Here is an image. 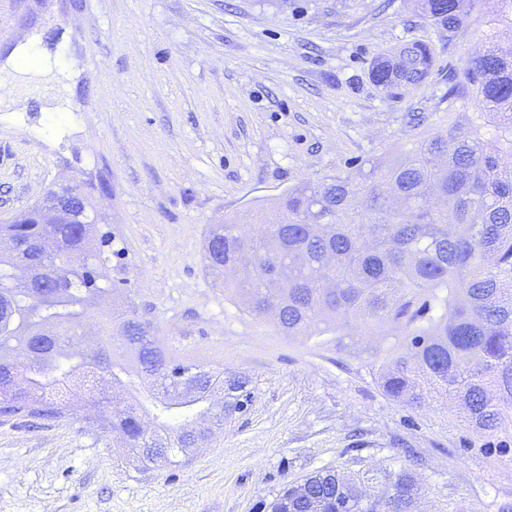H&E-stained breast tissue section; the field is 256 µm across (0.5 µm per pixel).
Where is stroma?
I'll use <instances>...</instances> for the list:
<instances>
[{
    "label": "stroma",
    "mask_w": 512,
    "mask_h": 512,
    "mask_svg": "<svg viewBox=\"0 0 512 512\" xmlns=\"http://www.w3.org/2000/svg\"><path fill=\"white\" fill-rule=\"evenodd\" d=\"M407 41L434 48L430 78L377 86L374 61ZM483 43L478 13L452 38L416 0H0V220L51 185L107 183L91 198L121 251L113 287L225 389L223 428L171 467L137 466L103 428L134 402L155 416L141 393L0 416V512H264L321 469H408L418 512L512 505V431L477 432L437 397L392 400L379 337L284 335L202 262L225 217L256 232L254 201L447 128L448 74Z\"/></svg>",
    "instance_id": "35a3bbf8"
}]
</instances>
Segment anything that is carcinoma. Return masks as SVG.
Wrapping results in <instances>:
<instances>
[{
    "instance_id": "obj_1",
    "label": "carcinoma",
    "mask_w": 512,
    "mask_h": 512,
    "mask_svg": "<svg viewBox=\"0 0 512 512\" xmlns=\"http://www.w3.org/2000/svg\"><path fill=\"white\" fill-rule=\"evenodd\" d=\"M484 17L486 47L463 70L448 73V103L462 119L411 142L391 162L370 161L354 176H327L283 193L273 217L257 209V234L246 238L230 220L214 225L204 245L213 275L253 262L224 278L262 316L280 309L290 336H334L361 327L384 330L392 357L379 380L407 405L433 395L462 408L477 431L512 429V54L498 45L512 30V0H423L422 13L453 40L474 9ZM433 49L397 45L373 67L383 87H418L430 77ZM86 197L69 224H49L39 202L0 222L14 243L0 252V415L59 417L81 398L70 388L88 369L110 384L142 386L155 395V437L168 453L144 455L148 440L135 407L109 422L135 461L174 466L189 448L192 421L172 414L224 418L208 390L224 372L183 364L158 339L131 347L112 337L140 318L131 299L112 312L93 351L73 360L70 347L98 299L94 269L107 265L112 232L87 222ZM50 234L57 255L45 261L38 242ZM201 385L183 390L175 371ZM269 512H416L414 478L406 469L377 480L318 470L304 488L283 489Z\"/></svg>"
}]
</instances>
